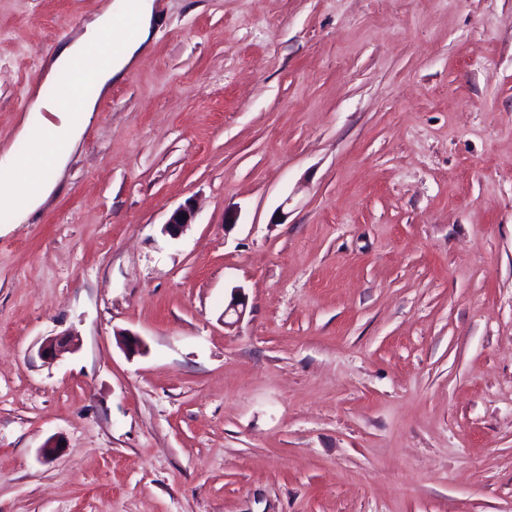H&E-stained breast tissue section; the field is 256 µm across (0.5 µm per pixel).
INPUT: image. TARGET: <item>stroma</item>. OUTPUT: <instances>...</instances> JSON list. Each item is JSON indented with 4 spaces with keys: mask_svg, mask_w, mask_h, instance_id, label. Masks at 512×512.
Segmentation results:
<instances>
[{
    "mask_svg": "<svg viewBox=\"0 0 512 512\" xmlns=\"http://www.w3.org/2000/svg\"><path fill=\"white\" fill-rule=\"evenodd\" d=\"M112 2L0 0V182ZM156 4L0 224V512H512V0ZM65 110L58 106L55 99H46L37 92L34 116L24 121L20 136L29 142L38 144L40 154L32 158L28 154L19 156L9 151L10 162L23 177L0 185V224H20L30 213L39 207L50 195L55 183L40 178L45 171L44 164L60 170L68 161L80 137V130L69 124ZM41 112L56 115L60 122L52 123ZM182 214H187V217L182 218ZM194 220V209L189 205L180 206L172 212L164 224L163 231L171 238H177L182 235L191 224H194ZM70 334L56 335L46 339L39 348L42 357L53 360L69 352L72 348V340ZM48 353V356H45Z\"/></svg>",
    "mask_w": 512,
    "mask_h": 512,
    "instance_id": "obj_1",
    "label": "stroma"
}]
</instances>
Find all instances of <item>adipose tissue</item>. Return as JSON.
Segmentation results:
<instances>
[{
  "mask_svg": "<svg viewBox=\"0 0 512 512\" xmlns=\"http://www.w3.org/2000/svg\"><path fill=\"white\" fill-rule=\"evenodd\" d=\"M155 23L154 0H120L118 10L93 17L81 33L58 48L44 72V82L56 83L63 75L80 73L88 52L103 46L108 51L107 58L94 73L93 83L99 93H109L113 83L147 51ZM20 134L38 144L40 153L10 158L22 176L0 185V222L5 224L24 222L48 198L54 184L41 179V171L48 165L63 168L80 137L79 129L69 124L66 110L41 96Z\"/></svg>",
  "mask_w": 512,
  "mask_h": 512,
  "instance_id": "1",
  "label": "adipose tissue"
}]
</instances>
